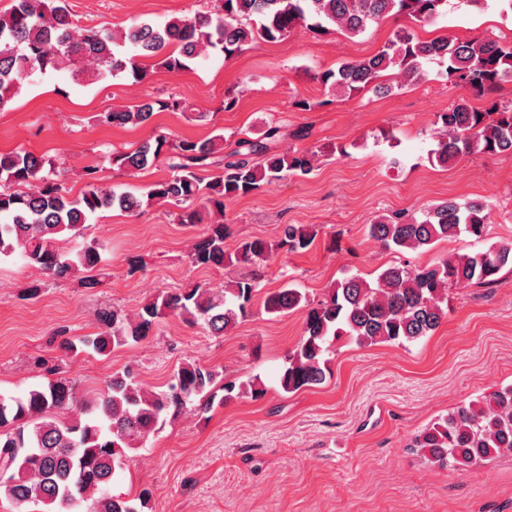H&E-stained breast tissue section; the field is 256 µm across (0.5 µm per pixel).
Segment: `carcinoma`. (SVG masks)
Here are the masks:
<instances>
[{
  "instance_id": "carcinoma-1",
  "label": "carcinoma",
  "mask_w": 512,
  "mask_h": 512,
  "mask_svg": "<svg viewBox=\"0 0 512 512\" xmlns=\"http://www.w3.org/2000/svg\"><path fill=\"white\" fill-rule=\"evenodd\" d=\"M448 13V0H214L210 10L193 17H173L163 23L136 21L114 33L106 28L80 29L62 0H12L0 13V112L9 109L23 81L34 75L68 69L76 83L124 72L143 74L141 60L157 58L169 71L189 64L210 51L229 59L246 46L287 37L299 26L335 25L351 36L390 16L434 21ZM457 87L479 97L497 90L512 78V43L436 39L423 41L409 29L395 32L373 56L345 61L335 70L315 75L326 88L348 95L366 88L392 89L380 82L392 68L398 86L426 80L427 67ZM183 112L179 98L148 99L103 112L107 125L137 126L160 111ZM440 134L431 162L444 166L471 154L512 155V106L496 102L479 110L460 99L437 115ZM280 136L270 125L257 139L242 138L237 149L216 156L224 135L206 139L170 141L158 136L112 156V163L135 173L167 157L168 176L152 185L147 199L184 205L198 202L219 218L208 225L194 244L195 265L222 269L236 264H258L277 249L303 252L320 232L314 224H285L272 245L261 239L238 242L226 250V203L261 191L288 175H308L318 151L274 153L269 143ZM214 166L208 181L198 170ZM97 168L85 169L86 189L73 197L55 164L26 150L0 154V258L20 253L28 264L60 276L72 270L93 269L101 261L99 245L85 239L90 219L102 209L134 214L143 205L132 192L116 193L97 183ZM489 207L480 200L448 198L427 205L421 214H383L368 225V235L394 251L428 252L442 241L467 234H487ZM66 234L83 239L73 253L59 252L52 243ZM512 267V242L473 253L452 252L414 270L399 265L382 269L372 281L359 275L334 281L318 301L296 288L269 294L264 308L270 313L304 311L303 335L288 354L279 383L283 391L315 387L326 378L325 353L330 341L347 336L359 345L414 342L430 336L447 316L444 307L453 285H489L502 269ZM255 279L228 282L224 293L196 286L163 293L132 316L105 309L98 314L100 332L79 343H67L106 356L113 349L143 340L157 319L172 313L183 321L222 335L246 316L257 295ZM220 373L196 362L179 366L162 390L143 387L129 370L117 372L103 389L65 421L58 412L76 403L71 381L58 376L22 397H0V495L29 512L26 505L41 504L44 512L77 509L87 503L91 512H140L129 499L115 496L110 485L115 463L144 441L194 399L207 410L224 391L223 399L242 393L234 381L219 383ZM413 448L431 463L443 467L477 466L494 455L512 451V385L463 403L414 437Z\"/></svg>"
}]
</instances>
